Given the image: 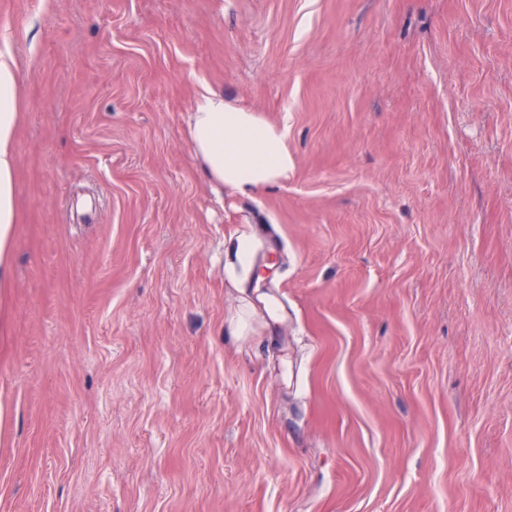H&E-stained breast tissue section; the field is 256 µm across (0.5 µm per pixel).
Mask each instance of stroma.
Listing matches in <instances>:
<instances>
[{
    "label": "stroma",
    "instance_id": "stroma-1",
    "mask_svg": "<svg viewBox=\"0 0 512 512\" xmlns=\"http://www.w3.org/2000/svg\"><path fill=\"white\" fill-rule=\"evenodd\" d=\"M0 512H512V0H0ZM287 127L239 193L203 88ZM18 76L9 53L0 51V288L11 282L8 247L16 224L15 142ZM188 136L206 175L223 189L279 184L295 167L284 127L261 121L212 89H203L196 98Z\"/></svg>",
    "mask_w": 512,
    "mask_h": 512
}]
</instances>
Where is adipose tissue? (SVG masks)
Listing matches in <instances>:
<instances>
[{
  "instance_id": "ef3b65f1",
  "label": "adipose tissue",
  "mask_w": 512,
  "mask_h": 512,
  "mask_svg": "<svg viewBox=\"0 0 512 512\" xmlns=\"http://www.w3.org/2000/svg\"><path fill=\"white\" fill-rule=\"evenodd\" d=\"M18 76L0 51V288L11 282L8 247L16 222L15 142ZM188 136L208 178L217 186L259 189L287 181L295 162L283 127L261 121L223 93L203 89L189 114Z\"/></svg>"
}]
</instances>
